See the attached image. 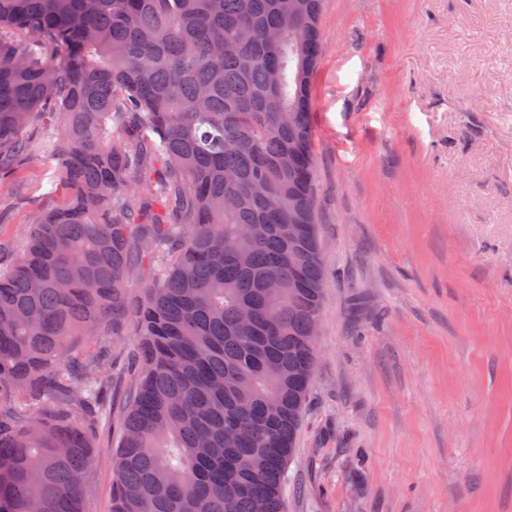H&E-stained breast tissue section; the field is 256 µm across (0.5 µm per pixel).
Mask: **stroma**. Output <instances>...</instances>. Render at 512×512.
Wrapping results in <instances>:
<instances>
[{
	"label": "stroma",
	"instance_id": "stroma-1",
	"mask_svg": "<svg viewBox=\"0 0 512 512\" xmlns=\"http://www.w3.org/2000/svg\"><path fill=\"white\" fill-rule=\"evenodd\" d=\"M323 284L287 512H512V0H323ZM0 176V239L58 205ZM118 425L87 512H112Z\"/></svg>",
	"mask_w": 512,
	"mask_h": 512
}]
</instances>
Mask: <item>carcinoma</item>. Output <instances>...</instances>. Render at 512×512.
I'll list each match as a JSON object with an SVG mask.
<instances>
[{
  "instance_id": "cac0c4a2",
  "label": "carcinoma",
  "mask_w": 512,
  "mask_h": 512,
  "mask_svg": "<svg viewBox=\"0 0 512 512\" xmlns=\"http://www.w3.org/2000/svg\"><path fill=\"white\" fill-rule=\"evenodd\" d=\"M320 13L0 0V174L36 146L65 191L0 242V512H85L112 421L102 337L133 289L112 512H286L324 273L311 85L290 68L319 67Z\"/></svg>"
}]
</instances>
